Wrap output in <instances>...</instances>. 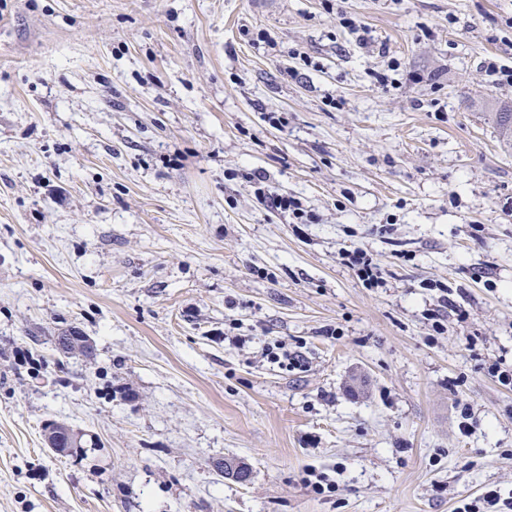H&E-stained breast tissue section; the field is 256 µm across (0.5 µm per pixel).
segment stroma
<instances>
[{
	"instance_id": "obj_1",
	"label": "stroma",
	"mask_w": 512,
	"mask_h": 512,
	"mask_svg": "<svg viewBox=\"0 0 512 512\" xmlns=\"http://www.w3.org/2000/svg\"><path fill=\"white\" fill-rule=\"evenodd\" d=\"M488 59L512 66V0H0V512L512 496V387L486 369L512 364V85ZM53 420L83 452L46 448ZM244 178L248 183L254 184L255 193L262 197L267 207L276 210L280 213H288L295 224H308L311 222L312 215L302 208V204L295 198L287 194L278 193L274 187L270 186L267 182V177L260 172H247ZM340 255L347 258L351 266L357 268V274L363 281L373 282L382 278L381 268L373 258L359 250H342Z\"/></svg>"
}]
</instances>
